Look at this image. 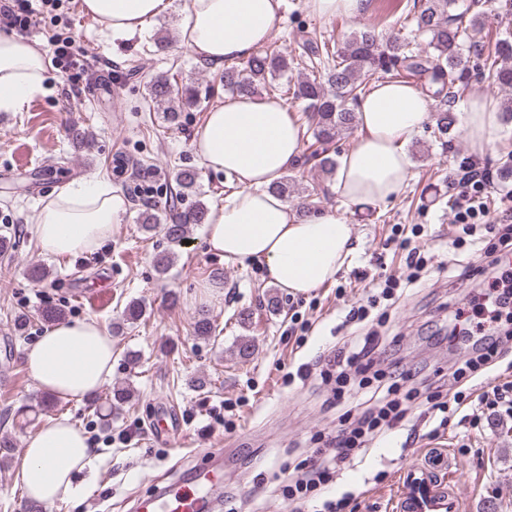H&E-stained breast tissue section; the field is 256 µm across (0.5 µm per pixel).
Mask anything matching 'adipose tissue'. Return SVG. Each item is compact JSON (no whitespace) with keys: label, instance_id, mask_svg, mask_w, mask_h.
<instances>
[{"label":"adipose tissue","instance_id":"ef3b65f1","mask_svg":"<svg viewBox=\"0 0 512 512\" xmlns=\"http://www.w3.org/2000/svg\"><path fill=\"white\" fill-rule=\"evenodd\" d=\"M285 0H187L183 38L199 58L221 68L248 60L280 28ZM171 0H83V8L115 35L142 31L166 14ZM45 54L35 44L0 35V110L41 93ZM431 103L411 84L374 83L357 106L359 135L340 159L333 190L349 208L397 198L412 177L406 145L432 120ZM460 127L473 152L499 139L502 114L481 89L462 104ZM192 148L209 170L232 176L238 192L206 217L207 252L228 262L257 263L268 284L306 295L336 280L351 255L353 226L333 210L304 216L274 187L303 151V132L284 101L229 95L206 113ZM125 201L103 177L61 185L26 216L41 251L57 258L96 250L111 239ZM37 386L54 396L83 401L112 374V339L96 319L52 322L24 354ZM84 431L69 418L49 419L25 441L15 483L26 500L48 508L73 492L90 468Z\"/></svg>","mask_w":512,"mask_h":512}]
</instances>
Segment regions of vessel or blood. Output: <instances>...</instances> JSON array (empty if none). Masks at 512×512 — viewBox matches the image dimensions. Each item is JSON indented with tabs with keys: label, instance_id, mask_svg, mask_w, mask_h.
Wrapping results in <instances>:
<instances>
[{
	"label": "vessel or blood",
	"instance_id": "vessel-or-blood-1",
	"mask_svg": "<svg viewBox=\"0 0 512 512\" xmlns=\"http://www.w3.org/2000/svg\"><path fill=\"white\" fill-rule=\"evenodd\" d=\"M449 455L435 448L419 464L399 474L392 502L394 512H463L462 500L447 486ZM224 485L221 468H201L190 485H170L139 502L137 512H208L213 495Z\"/></svg>",
	"mask_w": 512,
	"mask_h": 512
}]
</instances>
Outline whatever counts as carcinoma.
Instances as JSON below:
<instances>
[{
  "label": "carcinoma",
  "instance_id": "cac0c4a2",
  "mask_svg": "<svg viewBox=\"0 0 512 512\" xmlns=\"http://www.w3.org/2000/svg\"><path fill=\"white\" fill-rule=\"evenodd\" d=\"M406 19L416 37L427 38L426 50H414L406 38L382 37L375 27L366 25L345 38L309 36L301 44L302 55L310 62L309 74L287 86L295 98L307 102L304 114L311 132L312 150L307 159L316 160L321 171L332 175L336 159L330 147L347 131L356 127L355 106L365 94L366 86L380 79L414 81L437 101L434 109L433 134L443 148H448V134L455 125L453 103L466 91L473 75L492 72L497 84L512 88V67L497 66L502 58L512 59V35L499 36L488 49L464 54L463 36L467 28L484 24L483 14L472 12V0H413ZM288 54L270 45L262 46L244 67L224 68L219 77L224 90L250 97L259 96L269 81L288 73ZM148 98L157 104L177 102L181 108L200 106L199 91L167 75L159 74L147 83ZM178 192L167 207L150 206L141 214V227L151 232L162 227L171 246H181L188 238L189 227L202 224L208 207L201 201H189L198 195L199 172L191 167L178 168L174 175ZM146 307L132 300L124 308L122 320L131 324L141 320ZM193 334L202 339L216 336L217 325L203 310L194 318ZM132 389H112L109 412L103 425L110 426L112 415L129 402Z\"/></svg>",
  "mask_w": 512,
  "mask_h": 512
}]
</instances>
